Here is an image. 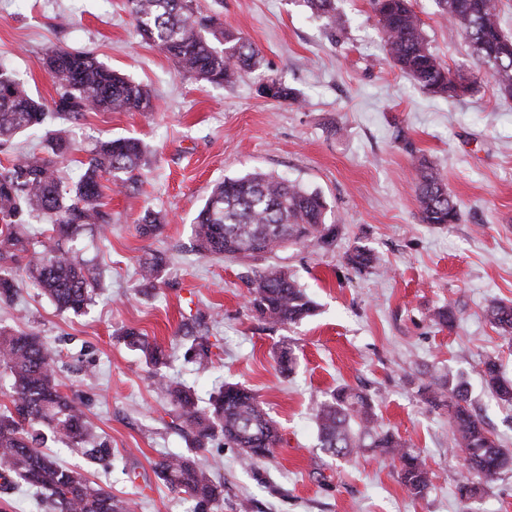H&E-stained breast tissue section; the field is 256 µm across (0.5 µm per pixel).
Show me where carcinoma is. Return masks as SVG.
<instances>
[{
	"mask_svg": "<svg viewBox=\"0 0 512 512\" xmlns=\"http://www.w3.org/2000/svg\"><path fill=\"white\" fill-rule=\"evenodd\" d=\"M312 15L325 20L331 42L344 40L345 27L336 15L335 0H303ZM440 14L466 39L476 70L453 75L433 54L424 34L414 0H371L386 61L409 76L425 93L461 97L483 79H490L501 96L512 99V38L500 26L499 0H435ZM142 41L172 59L178 70L215 85H230L252 72L260 52L240 32L224 28L218 19L204 16L195 0H126ZM52 77L57 98L47 105L31 97L21 77L11 68L0 74V152H11L23 133L43 131L41 151L0 165V303L18 297L13 272L25 269L28 279L61 313L82 315L92 304L98 286L97 268L80 257L70 243L84 231L104 235L112 214L103 202V179L121 191L138 187L146 148L135 137L99 142L79 173L60 175L59 164L70 152L62 129L48 128L55 117L70 123L91 111L150 112V92L100 62L91 54L58 49L42 61ZM414 193L424 224H456L460 208L448 193L439 173L423 165ZM327 204L283 176L253 172L226 177L215 185L191 226L193 245L203 257L220 255L230 260L257 259L287 246L329 249L336 243V228L326 224ZM50 221L45 240L26 232L33 218ZM163 217L148 210L137 224L142 238L161 231ZM379 261L371 250L356 246L347 264L361 270ZM165 260L159 254L140 265L142 282L161 280ZM247 304L269 324H297L312 315L315 305L288 267L270 263L245 277ZM490 324L512 343V303L492 302ZM458 320L448 306L434 312L433 321L451 328ZM194 337L186 354L209 352L206 316L198 312L181 325ZM121 338L140 350L153 369L158 390L169 397L179 419L195 433L196 453L163 459L158 475L170 489L188 495L195 512H221L224 484L213 479L199 452L221 435L240 449V461L251 468L273 454L279 427L250 389L214 384L209 408H203L194 390L165 375L167 355L158 345L143 340L132 329ZM56 350L33 332L0 326V371L7 378L11 405L0 410V479L38 488L47 495L52 512H134L135 503L112 491L93 486L81 473L63 465L46 450L47 441L75 448L90 461L109 466L112 448L102 439L91 447L95 431L84 404L69 393L55 372ZM487 387L500 402L512 405V382L503 378L495 357L482 361ZM434 408L448 410L453 447L467 462L471 475L489 480L508 465L512 454L501 448L486 424L469 408L467 390L451 372L433 377L422 387ZM319 447L332 457L350 458L364 448L399 462V477L407 492L423 498L432 486V473L414 449L381 429L371 398L348 387L330 392L318 406Z\"/></svg>",
	"mask_w": 512,
	"mask_h": 512,
	"instance_id": "carcinoma-1",
	"label": "carcinoma"
}]
</instances>
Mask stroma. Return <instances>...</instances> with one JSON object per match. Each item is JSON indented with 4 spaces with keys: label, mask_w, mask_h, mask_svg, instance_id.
Here are the masks:
<instances>
[{
    "label": "stroma",
    "mask_w": 512,
    "mask_h": 512,
    "mask_svg": "<svg viewBox=\"0 0 512 512\" xmlns=\"http://www.w3.org/2000/svg\"><path fill=\"white\" fill-rule=\"evenodd\" d=\"M197 5L258 47V71L231 86L181 75L137 35L124 0H0V61L34 98L48 104L56 96L40 60L57 48L93 53L153 97L152 111L90 112L68 128L69 176L98 140L135 136L148 147L139 190L105 192L107 239L75 243L102 273L88 314L58 312L22 271L15 306L0 303V324L38 333L57 349V371L114 454L108 468L76 451L60 452V461L135 499L136 512H193V501L156 471L164 457L188 453L193 434L156 391L141 353L118 339L131 328L168 350L171 380L204 399L216 378L243 384L277 421L281 442L257 468L242 466L238 449L219 437L203 451L208 472L224 483L223 512H239L243 501L249 512H512V468L476 495L461 494L469 475L448 449V414L418 393L425 373L460 375L475 412L512 451V407L497 402L481 372L492 356L512 381V346L486 317L491 302L512 301V100L488 79L458 98L421 91L387 63L369 0H336L348 30L340 45L303 0ZM415 9L443 64L473 66L434 0H417ZM270 79L296 89L300 103L260 96ZM423 160L459 202L458 223L421 222L414 179ZM253 171L319 191L338 229L331 249L289 246L272 257L316 304L298 325H271L249 310L242 275L261 260L193 249L190 224L212 187ZM149 208L168 222L146 239L136 225ZM356 246L376 252L382 266L352 269L345 255ZM153 253L167 265L161 283L147 288L139 262ZM445 305L463 315L450 329L432 321ZM199 311L216 316L209 330L218 345L204 360L187 357L177 334ZM285 344L298 357L289 373L274 361ZM346 385L371 396L381 427L425 458L433 473L425 497L410 496L389 459L368 452L336 460L320 448L317 405Z\"/></svg>",
    "instance_id": "35a3bbf8"
}]
</instances>
